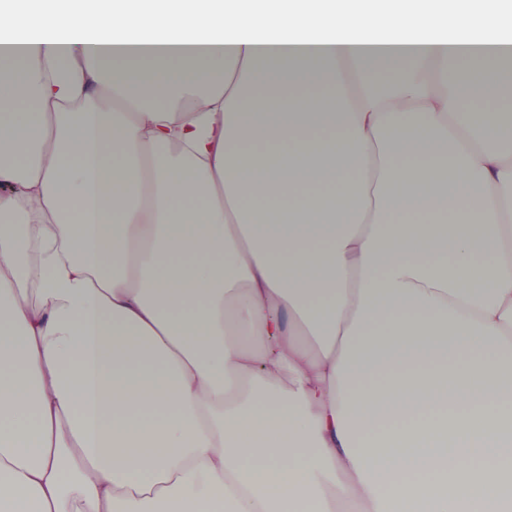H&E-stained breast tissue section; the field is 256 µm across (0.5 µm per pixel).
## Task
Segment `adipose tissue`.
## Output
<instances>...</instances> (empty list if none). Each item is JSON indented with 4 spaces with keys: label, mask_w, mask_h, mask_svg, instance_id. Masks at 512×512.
I'll return each instance as SVG.
<instances>
[{
    "label": "adipose tissue",
    "mask_w": 512,
    "mask_h": 512,
    "mask_svg": "<svg viewBox=\"0 0 512 512\" xmlns=\"http://www.w3.org/2000/svg\"><path fill=\"white\" fill-rule=\"evenodd\" d=\"M505 103L502 0H0V512H512Z\"/></svg>",
    "instance_id": "ef3b65f1"
}]
</instances>
